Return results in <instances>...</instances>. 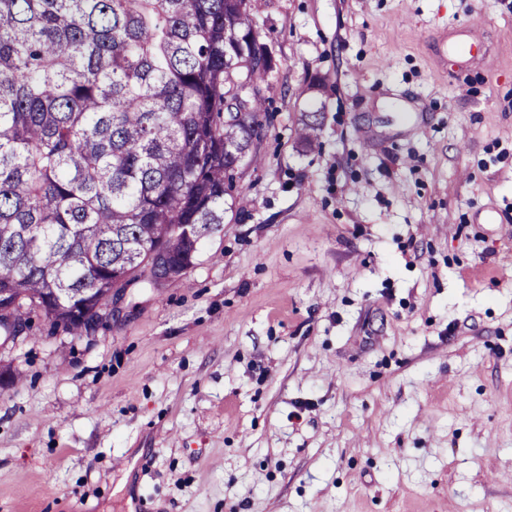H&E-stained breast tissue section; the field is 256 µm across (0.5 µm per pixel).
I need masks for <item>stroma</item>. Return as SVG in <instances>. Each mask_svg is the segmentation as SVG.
Listing matches in <instances>:
<instances>
[{
  "mask_svg": "<svg viewBox=\"0 0 512 512\" xmlns=\"http://www.w3.org/2000/svg\"><path fill=\"white\" fill-rule=\"evenodd\" d=\"M254 22L274 118L223 232L0 343V512H512V0Z\"/></svg>",
  "mask_w": 512,
  "mask_h": 512,
  "instance_id": "obj_1",
  "label": "stroma"
}]
</instances>
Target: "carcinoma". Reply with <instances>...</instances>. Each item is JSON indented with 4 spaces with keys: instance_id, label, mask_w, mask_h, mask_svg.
Here are the masks:
<instances>
[{
    "instance_id": "obj_1",
    "label": "carcinoma",
    "mask_w": 512,
    "mask_h": 512,
    "mask_svg": "<svg viewBox=\"0 0 512 512\" xmlns=\"http://www.w3.org/2000/svg\"><path fill=\"white\" fill-rule=\"evenodd\" d=\"M261 2L0 0V310L23 331L89 335L117 279L175 280L224 231L272 120Z\"/></svg>"
}]
</instances>
